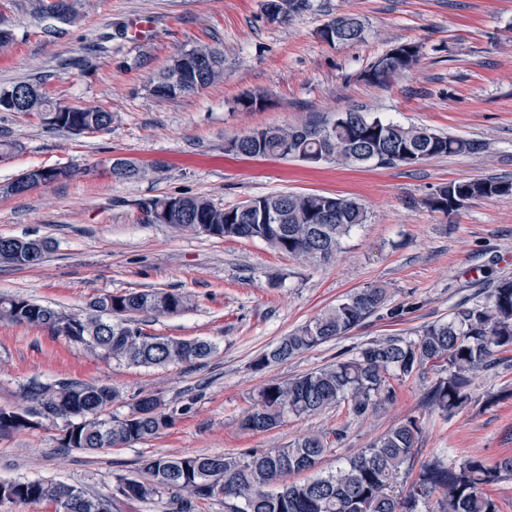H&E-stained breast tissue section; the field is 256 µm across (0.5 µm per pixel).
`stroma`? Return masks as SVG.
Returning <instances> with one entry per match:
<instances>
[{
	"label": "stroma",
	"instance_id": "1",
	"mask_svg": "<svg viewBox=\"0 0 512 512\" xmlns=\"http://www.w3.org/2000/svg\"><path fill=\"white\" fill-rule=\"evenodd\" d=\"M262 4L82 0L79 21L65 24L36 12L32 0H0V26L14 36L11 49L0 53V86L36 83L54 102L112 114L110 131L75 136L34 116L0 112V140L16 144L0 156V185L34 167L75 171L24 195L0 194V236L52 245L33 267L0 262V293L82 314L108 292H184L191 307L149 319L146 331L218 347L203 366L134 367L99 360L43 329L0 322V407L17 406L21 386L35 378L114 386L131 402L156 393L178 411L157 438L92 453L62 447L52 426L0 436V479L65 482L107 495L114 474L134 473L146 457H237L309 431H338L341 440L332 441L315 469L325 475L408 418L421 427L413 466L438 458L457 467L472 455L512 454V351L476 379L471 402L449 418L425 403L437 379L429 370L393 381V399L362 418L342 403L308 418L286 417L266 432L239 429L269 380L314 371L380 336L413 335L474 298L485 277H512V198L475 201L451 216L425 203L454 180L512 179V0H310L281 23L268 22ZM345 13L364 21L363 41L323 42L322 25ZM137 14L152 17V36L119 37ZM105 31L113 39L103 44L98 36ZM405 41L422 47L415 69L385 86L362 81L375 57ZM199 43L223 50V80L190 96L151 95L148 76ZM140 58L145 66H137ZM253 93L267 94V107L240 110L238 100ZM351 107L483 148L392 168L311 165L224 150L228 139L252 129L329 120ZM117 158L137 162L145 176L112 180L107 168ZM280 192L350 197L365 205L368 221L334 259L308 263L258 240L146 224L138 208L146 199L184 195L228 208ZM372 285L387 288L392 304L412 305V312L398 319L378 312L293 360L250 369L282 336Z\"/></svg>",
	"mask_w": 512,
	"mask_h": 512
}]
</instances>
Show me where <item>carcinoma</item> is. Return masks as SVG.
Masks as SVG:
<instances>
[{"label":"carcinoma","instance_id":"cac0c4a2","mask_svg":"<svg viewBox=\"0 0 512 512\" xmlns=\"http://www.w3.org/2000/svg\"><path fill=\"white\" fill-rule=\"evenodd\" d=\"M38 10L64 23L80 17L79 0H56L52 9ZM364 23L353 14L331 18L319 31L330 44L363 40ZM189 53L209 57L212 64L192 77L193 85L175 91L171 70L152 75L148 90L158 98L191 95L224 76V52L198 44ZM421 45L400 43L377 56L362 73L372 85H384L413 70ZM27 108L47 115L43 123L68 131L88 122L103 132L112 127V113L98 107H76L57 112L39 85L17 83ZM226 151L248 157L298 159L308 164L333 161L340 165L412 166L434 157L474 153L481 145L471 139L445 135L427 127L403 126L370 116L359 109L339 112L319 124L256 128L228 140ZM512 197V179L485 178L452 181L431 194L426 204L453 215L473 201ZM169 209L157 220L181 230L203 234L202 226L224 239L267 243L279 252L309 262L335 258L343 240L366 223L365 206L352 198L323 193L280 192L258 196L229 208L204 196H165L139 203L144 221L152 223L155 210ZM42 252L30 259L25 248L0 242V262L35 266L51 249L41 239ZM387 289H356L335 306L282 337L270 350L256 356L251 367L262 371L285 363L325 342L348 334L372 314L386 310L402 318L408 309L387 307ZM191 296L165 290L106 293L94 300L85 315L67 314L17 295H0V322L41 328L82 347L103 361L135 367H167L203 363L217 345L201 339H175L146 332L142 318L165 317L186 310ZM512 348V277L489 281L482 297L459 304L445 321L424 327L413 338L382 336L361 345L354 355L304 375L264 385L252 408L241 418L240 430L266 432L288 416H311L347 403L357 418L375 403L393 397L388 379L424 375L426 367L443 376L426 393V404L446 415L471 400L476 376L497 363ZM24 405L0 408V435L52 425L61 430V444L85 452L125 447L148 441L172 427L176 410L154 395L141 397L119 414L120 391L72 380L44 383L31 380L22 387ZM419 432L418 420L393 426L374 443L349 458L336 471L299 482L291 474L312 470L330 447L329 435L310 432L281 448L253 451L239 457L217 455L162 456L141 460L139 474L114 477L112 495L91 493L78 485L39 479H1L4 503H65L68 512H122L124 506L178 496L180 512H191L197 500H222L226 512H419V505L436 498L435 512H501L484 488L512 477V455L491 461L468 458L453 468L440 459L422 464L406 494H391V485L411 461Z\"/></svg>","mask_w":512,"mask_h":512}]
</instances>
